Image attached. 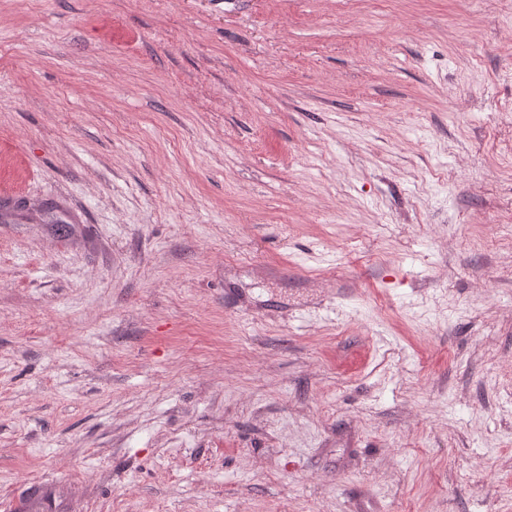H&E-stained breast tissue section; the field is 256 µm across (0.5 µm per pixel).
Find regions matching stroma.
Instances as JSON below:
<instances>
[{
    "instance_id": "35a3bbf8",
    "label": "stroma",
    "mask_w": 512,
    "mask_h": 512,
    "mask_svg": "<svg viewBox=\"0 0 512 512\" xmlns=\"http://www.w3.org/2000/svg\"><path fill=\"white\" fill-rule=\"evenodd\" d=\"M33 482L512 512V8L0 0V512Z\"/></svg>"
}]
</instances>
